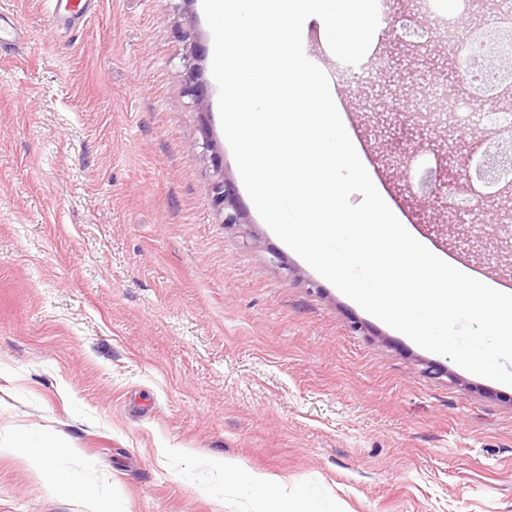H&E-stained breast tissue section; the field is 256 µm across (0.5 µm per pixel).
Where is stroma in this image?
Wrapping results in <instances>:
<instances>
[{"instance_id": "35a3bbf8", "label": "stroma", "mask_w": 512, "mask_h": 512, "mask_svg": "<svg viewBox=\"0 0 512 512\" xmlns=\"http://www.w3.org/2000/svg\"><path fill=\"white\" fill-rule=\"evenodd\" d=\"M44 2L0 0L20 37L0 52V440L57 435L70 451L53 468L108 512H255L253 471L281 476L300 512H512V386L370 315L266 225L221 128L201 0H99L69 28ZM459 48L392 23L366 58L398 67L341 90L407 223L512 289V251L460 245L455 216L405 193L393 164L422 139L418 171L470 143L402 92L436 70L435 109H451ZM220 176L240 223L213 204ZM0 512L88 510L1 455Z\"/></svg>"}]
</instances>
